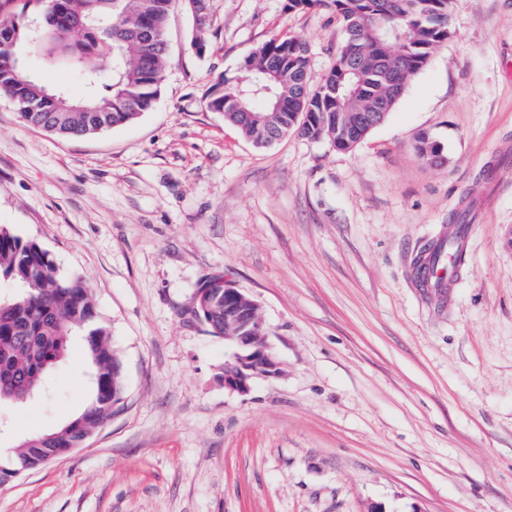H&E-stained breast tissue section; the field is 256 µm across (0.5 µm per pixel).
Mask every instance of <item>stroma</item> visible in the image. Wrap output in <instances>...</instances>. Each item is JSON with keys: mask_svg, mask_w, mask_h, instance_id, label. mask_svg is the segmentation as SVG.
Instances as JSON below:
<instances>
[{"mask_svg": "<svg viewBox=\"0 0 512 512\" xmlns=\"http://www.w3.org/2000/svg\"><path fill=\"white\" fill-rule=\"evenodd\" d=\"M205 53L184 6L156 107L62 140L0 98V224L90 288L124 396L81 447L0 485V512H512V0H452L453 34L349 151L257 148L208 106L272 37L336 63L335 15L212 0ZM443 148L426 164L419 135ZM470 225L451 288L413 262ZM221 276L284 363L224 387L229 348L191 313ZM81 341L50 391L0 403V459L88 401ZM470 225L467 224H451L448 228L443 229L440 235L433 240L430 247V253L435 254L433 258L427 260L421 267L420 276L425 288L443 289L448 288V270L440 265L433 263L434 258L440 252L443 245L448 239H456L463 248L466 242Z\"/></svg>", "mask_w": 512, "mask_h": 512, "instance_id": "obj_1", "label": "stroma"}]
</instances>
